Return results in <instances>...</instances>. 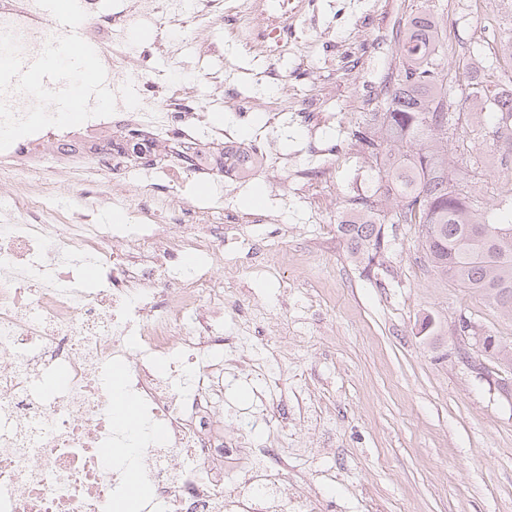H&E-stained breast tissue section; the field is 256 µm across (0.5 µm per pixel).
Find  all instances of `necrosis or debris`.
<instances>
[{
	"mask_svg": "<svg viewBox=\"0 0 512 512\" xmlns=\"http://www.w3.org/2000/svg\"><path fill=\"white\" fill-rule=\"evenodd\" d=\"M89 39L112 35L106 79L120 90L129 68L134 18L172 28L183 0H83ZM191 42L209 47L226 29L269 63L280 81L290 60L317 54L324 32L303 37L301 21L317 0H196ZM0 29L14 30L23 57L35 59L57 27L35 0H0ZM145 96L136 111L117 102L108 117L80 128L49 127L0 152V187L21 186L26 200L0 219V512H119L129 473L145 487L144 512H287L289 493L241 491L224 472L243 454L215 426L224 413V304L241 279L225 254L228 224H268L212 201L182 210L186 177L232 170L197 145L205 116L178 92H160L151 70L138 73ZM148 140L139 157L163 190L141 195L123 224H92L53 206L56 196L106 194L102 173L126 181L129 138ZM73 141L68 157L43 142ZM96 269L88 279L86 269ZM125 363L121 382L112 367ZM133 398L141 427H115L112 395Z\"/></svg>",
	"mask_w": 512,
	"mask_h": 512,
	"instance_id": "necrosis-or-debris-1",
	"label": "necrosis or debris"
}]
</instances>
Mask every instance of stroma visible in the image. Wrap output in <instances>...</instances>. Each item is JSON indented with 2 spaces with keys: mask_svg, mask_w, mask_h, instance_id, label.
I'll use <instances>...</instances> for the list:
<instances>
[{
  "mask_svg": "<svg viewBox=\"0 0 512 512\" xmlns=\"http://www.w3.org/2000/svg\"><path fill=\"white\" fill-rule=\"evenodd\" d=\"M460 0H435L448 20L453 47L447 70L475 66L474 78L490 68L512 70V54L500 48L512 30V0H485L479 15H465ZM419 0H377L370 15L338 17L335 61L317 57L269 84L258 76L266 61L220 36L208 55L178 51L182 32L141 21L131 37V71L149 66L160 84L171 73L190 104L210 125L237 128L241 142L268 135L287 157L279 180L253 176L225 198L240 214L248 198L262 193L263 208L284 209L286 224H245L240 233L257 244L282 248L280 274L252 273L251 253L240 255L245 273L243 309L225 308L224 349L262 351L279 374L267 386L248 370L224 372L225 437L245 433L256 453L247 457L254 475L289 463L288 481L312 504L311 512H512V396L497 382L502 373L478 345L460 347V318L479 332L512 343V321L479 291L437 275L419 246V225L390 224L381 266L365 271L352 259L332 214L347 211L354 196L372 190V159L358 142L370 124L400 62L394 44L375 45V32L398 33ZM362 66L347 69L348 57ZM237 86L241 100H224L223 83ZM307 96L316 100L313 129L265 108ZM457 129L448 132V153L469 171L468 186L493 223L512 222L502 188L512 181V145L492 143L485 133L498 113L460 106ZM332 140L328 159L306 153L311 135ZM154 186L132 172L122 200L103 196L86 202L72 193L57 198L68 214L103 224ZM287 321L288 333L276 336Z\"/></svg>",
  "mask_w": 512,
  "mask_h": 512,
  "instance_id": "1",
  "label": "stroma"
}]
</instances>
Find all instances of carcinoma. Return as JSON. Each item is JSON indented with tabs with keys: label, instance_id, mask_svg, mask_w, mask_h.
<instances>
[{
	"label": "carcinoma",
	"instance_id": "obj_1",
	"mask_svg": "<svg viewBox=\"0 0 512 512\" xmlns=\"http://www.w3.org/2000/svg\"><path fill=\"white\" fill-rule=\"evenodd\" d=\"M448 40L444 14L421 0L396 42L400 66L376 126L360 140L375 162L377 190L351 200L352 223L337 225L351 257L372 268L388 248L387 224L421 225L427 262L440 275L477 289L506 318L512 319V224H492L476 196L462 188L465 173L448 157L450 95L464 87L475 104L500 113L494 137L512 120V89L487 80L473 81L461 68L448 77L438 47ZM390 201L382 206V199ZM490 356L512 368V344L497 342Z\"/></svg>",
	"mask_w": 512,
	"mask_h": 512
}]
</instances>
